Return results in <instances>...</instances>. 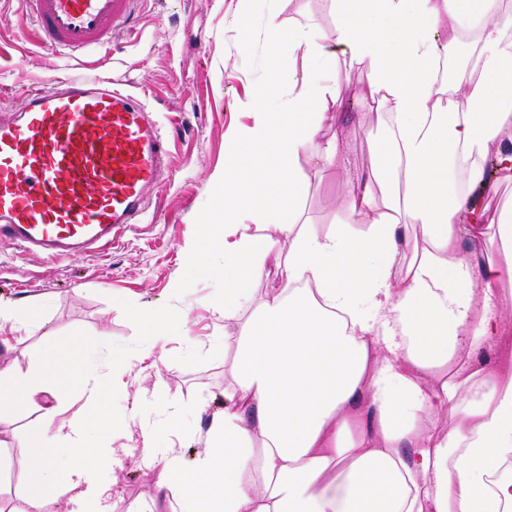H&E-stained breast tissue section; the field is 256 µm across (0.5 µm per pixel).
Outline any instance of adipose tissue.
<instances>
[{"label":"adipose tissue","mask_w":512,"mask_h":512,"mask_svg":"<svg viewBox=\"0 0 512 512\" xmlns=\"http://www.w3.org/2000/svg\"><path fill=\"white\" fill-rule=\"evenodd\" d=\"M333 4L330 30L268 16L271 53L307 59L301 85L274 106L247 101L254 122L226 135L210 182L205 234L224 242L219 309L233 325L224 410L185 465L170 435L190 407L156 379L132 408L145 452L163 458L157 484L182 512H512V479L498 476L512 459V353L486 357L512 333V201L486 221L470 195L512 181V0ZM340 55L367 76L373 161L345 181L347 222L319 233L301 221L298 161L320 173L338 158L321 129ZM269 267L278 286L263 295ZM133 315L163 342L185 334L168 307ZM87 354L81 339H51L35 368L0 369V421L52 399L12 441L32 462L20 512H105L99 476L124 450L104 396L136 360L102 373Z\"/></svg>","instance_id":"adipose-tissue-1"}]
</instances>
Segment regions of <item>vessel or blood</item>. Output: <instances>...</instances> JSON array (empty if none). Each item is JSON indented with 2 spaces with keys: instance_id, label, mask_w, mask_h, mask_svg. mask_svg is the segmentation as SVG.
<instances>
[{
  "instance_id": "obj_1",
  "label": "vessel or blood",
  "mask_w": 512,
  "mask_h": 512,
  "mask_svg": "<svg viewBox=\"0 0 512 512\" xmlns=\"http://www.w3.org/2000/svg\"><path fill=\"white\" fill-rule=\"evenodd\" d=\"M32 26L59 56L111 43L136 0H26ZM168 152L160 125L121 83L76 76L25 91L0 120V239L66 258L138 223Z\"/></svg>"
}]
</instances>
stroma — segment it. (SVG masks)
<instances>
[{
	"label": "stroma",
	"instance_id": "35a3bbf8",
	"mask_svg": "<svg viewBox=\"0 0 512 512\" xmlns=\"http://www.w3.org/2000/svg\"><path fill=\"white\" fill-rule=\"evenodd\" d=\"M296 28L309 16L332 28L336 18L330 0H254L242 12L240 0H139L132 29L111 46L85 55L55 57L41 49L19 0H0V119L14 118L23 93L70 75L95 72L121 81L141 96L163 127L169 168L158 201L130 231L112 244L66 260L47 259L0 242V308H36L59 341L83 338L93 361L141 350L150 357L139 364L125 396L109 400L122 428L121 444L130 454L116 474H102L113 487L105 500L110 512H180L178 503L155 485L156 470L142 458V431L130 407L155 378H163L170 398L193 404L209 397L206 412L185 423L175 448L185 463L205 448L212 414L220 412L224 395V355L214 351L224 338V317L218 310L223 286L224 249L206 245L202 218L211 206L210 180L224 165V135L232 127L251 124L241 103L259 84L270 96L288 88V76L303 67L302 54L271 58L264 27L269 13ZM253 38L242 44V24ZM364 73L347 59L336 61L338 100L329 104L321 134L340 139L349 173L369 165L367 139L373 116L357 98ZM299 170L308 183L303 219L318 231L347 220L345 181L335 172L316 174L307 160ZM204 246L206 268L188 274L182 249ZM188 294H181L182 282ZM165 305L186 312L187 337L182 343L153 344L130 308ZM109 337L106 347L96 338ZM46 338L37 327L14 330L0 326V365L25 372L37 365ZM26 458L10 452L0 459V507H21Z\"/></svg>",
	"mask_w": 512,
	"mask_h": 512
}]
</instances>
